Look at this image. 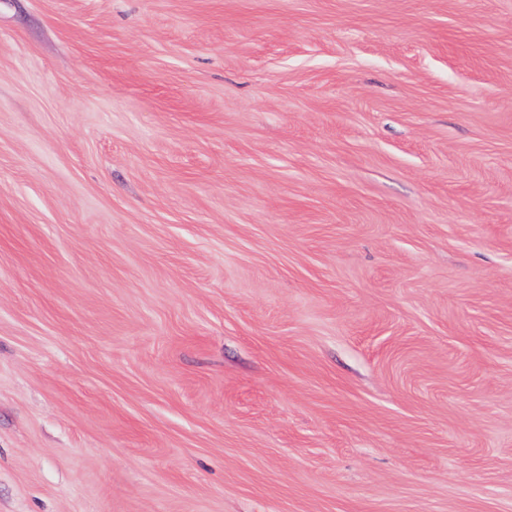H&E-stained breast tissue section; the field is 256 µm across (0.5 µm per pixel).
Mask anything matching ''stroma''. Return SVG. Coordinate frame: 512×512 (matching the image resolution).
<instances>
[{"instance_id":"35a3bbf8","label":"stroma","mask_w":512,"mask_h":512,"mask_svg":"<svg viewBox=\"0 0 512 512\" xmlns=\"http://www.w3.org/2000/svg\"><path fill=\"white\" fill-rule=\"evenodd\" d=\"M0 512H512V0H0Z\"/></svg>"}]
</instances>
